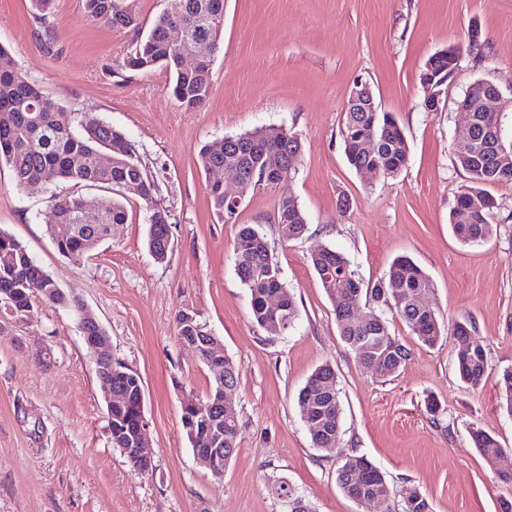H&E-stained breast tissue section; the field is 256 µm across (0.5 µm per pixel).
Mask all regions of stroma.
Segmentation results:
<instances>
[{
	"label": "stroma",
	"mask_w": 512,
	"mask_h": 512,
	"mask_svg": "<svg viewBox=\"0 0 512 512\" xmlns=\"http://www.w3.org/2000/svg\"><path fill=\"white\" fill-rule=\"evenodd\" d=\"M56 35L45 50L30 0H0V45L59 105L60 117L93 112L134 144L170 213L174 248L148 251L141 201L129 196L127 223L81 263L59 255L42 193H20L0 166V229L12 234L68 295L105 329L112 356L144 388L153 470H132L113 448L95 352L73 314L34 303L23 320L0 305V512H288V485L312 512H384L338 488L335 451L313 447L297 406L322 364L336 371L340 446L385 475L395 499L425 494L433 512H503L512 504V416L497 380L512 368V184L490 186L498 207L492 235L465 244L450 214L467 180L450 151L466 124L457 103L477 80L495 82L494 107L512 142V0H224V28L204 107L186 111L160 69L123 62L136 34L85 19L81 0H53ZM479 39H472V30ZM461 50L440 111L423 107L421 75L437 51ZM370 84L379 111L393 113L408 146L398 176L364 174L347 162L344 107L356 80ZM285 127L303 151L288 180L250 192L235 223L217 216L210 177L198 161L206 143L260 127ZM294 196L309 231L286 241L272 221ZM265 234L298 316L279 336L252 319L250 295L234 267L238 225ZM342 253L374 282L399 256L430 277L428 301L444 325L437 346H421L388 314L410 348L388 378L362 367L341 340L335 305L308 263L311 251ZM221 340L239 370L230 391L240 420L239 451L215 478L197 459L181 424L182 399L205 396L213 374L177 341L180 311ZM472 321L488 354V378L474 390L454 361V324ZM443 411L433 423L428 401ZM503 448L490 460L473 430Z\"/></svg>",
	"instance_id": "35a3bbf8"
}]
</instances>
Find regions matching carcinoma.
<instances>
[{"instance_id":"1","label":"carcinoma","mask_w":512,"mask_h":512,"mask_svg":"<svg viewBox=\"0 0 512 512\" xmlns=\"http://www.w3.org/2000/svg\"><path fill=\"white\" fill-rule=\"evenodd\" d=\"M35 18L43 24L40 40L45 50L55 44L52 29L46 26V16L52 0H30ZM122 0H83L84 17L112 27L140 31L137 17H127L121 10ZM224 15V0H176V9L160 15L151 30L137 38L134 48L124 61L132 70L161 68L171 76V93L179 106L194 111L204 105L211 90L214 57H209L191 70L178 68V59L196 51L205 41L216 15ZM182 31V41H169L172 28ZM58 105L46 97L18 67L7 48L0 46V164L9 168L15 187L20 192H42L47 195L54 221L48 233L60 255L79 263L92 254V241L107 240L109 225L124 224L128 214L122 199L123 186L137 182L139 199L146 210V243L154 258L165 261L172 252V232L169 211L156 201L158 185L151 177L127 137L91 112L77 116V126L63 125L57 120ZM475 124L467 142L451 146L456 163L465 171L468 183L461 186L451 225L465 244L480 243L493 232L488 222L495 209L486 186L512 182V143L503 141L496 113H474ZM284 128L270 127L247 131V141L258 142L271 149L301 153V140L289 143ZM374 136L378 148L370 152L364 143H349L356 137ZM344 145L348 146L349 164L358 169L373 167L386 174L398 175L408 160V143L396 118L390 112L344 113ZM112 154V165L103 170L98 164L101 153ZM82 159L74 166L73 158ZM204 170L228 167L240 171L245 178L260 177L263 160L240 141L216 139L203 145L198 152ZM61 182H72L88 189L105 188L116 198L101 205V222L80 224L78 215L97 201L91 195L68 196L56 192ZM212 206L218 216H224V187L207 186ZM466 214L467 220L455 217ZM283 240H296L309 230L304 211L292 196L279 199L273 216ZM235 270L248 289L253 320L264 330L277 323L280 335L292 328L296 316L294 296L282 280L280 268L273 259L266 237L253 224L239 226L234 242ZM309 264L336 303V323L339 336L353 352L358 363L381 378L395 374L406 363L410 349L390 332L384 310L395 312L412 330L421 344L433 347L443 336V327L435 309L423 303L422 295L433 284L425 271L408 257L395 259L385 275L367 286L351 269L348 259L331 247H325L308 257ZM12 290L16 305L13 316H24V310L36 300L69 309L81 318L82 303L62 291L52 278L29 256L26 248L12 235L0 230V289ZM276 294L280 310L270 313L267 299ZM373 306L360 321L353 313L360 309L363 297ZM177 330L181 336H195L203 344L200 360L210 365L220 339L208 336L206 327L192 318V313L177 315ZM473 326L468 320L455 324L457 340L455 366L462 382L473 389L487 378L486 349L472 340ZM112 373V389L128 395L130 405L122 414L131 422L137 415L140 399L138 374L120 362ZM499 398L507 413L512 415V369H505L498 379ZM304 421L318 422L309 428L316 448H334L339 443L340 402L336 371L329 364L319 366L300 390L297 400ZM197 420L209 422L212 435L191 442L194 448H222L224 457L238 451V414L217 418L209 407V397L199 399ZM475 448L487 457H495L500 445L490 433L477 429L472 432ZM336 483L348 498L366 503L374 498L388 500L390 487L385 476L373 470V464L362 456L345 455L336 470ZM388 512H433L429 500L420 491L406 493L401 508Z\"/></svg>"}]
</instances>
